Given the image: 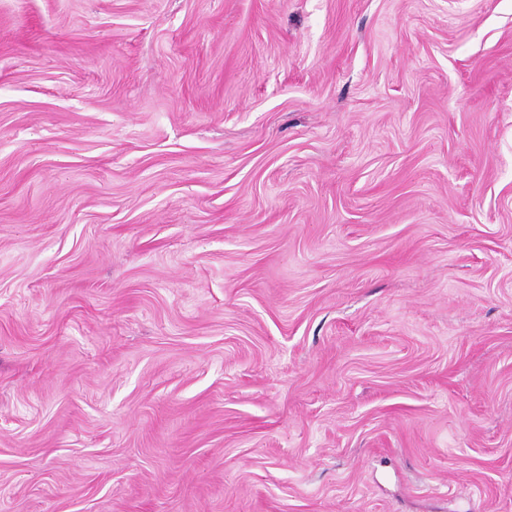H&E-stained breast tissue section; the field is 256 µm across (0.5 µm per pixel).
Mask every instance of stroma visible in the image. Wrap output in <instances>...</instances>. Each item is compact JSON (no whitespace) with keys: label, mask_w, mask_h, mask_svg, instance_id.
I'll use <instances>...</instances> for the list:
<instances>
[{"label":"stroma","mask_w":512,"mask_h":512,"mask_svg":"<svg viewBox=\"0 0 512 512\" xmlns=\"http://www.w3.org/2000/svg\"><path fill=\"white\" fill-rule=\"evenodd\" d=\"M0 512H512V0H0Z\"/></svg>","instance_id":"obj_1"}]
</instances>
